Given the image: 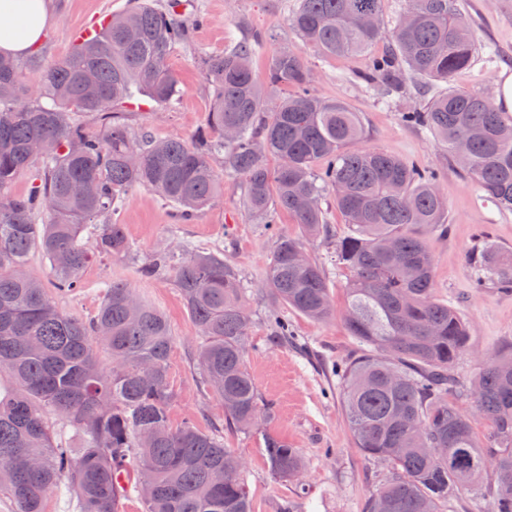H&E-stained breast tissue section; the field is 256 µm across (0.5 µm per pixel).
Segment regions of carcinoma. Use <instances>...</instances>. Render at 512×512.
<instances>
[{"label":"carcinoma","mask_w":512,"mask_h":512,"mask_svg":"<svg viewBox=\"0 0 512 512\" xmlns=\"http://www.w3.org/2000/svg\"><path fill=\"white\" fill-rule=\"evenodd\" d=\"M382 0H299L289 26L326 56L363 54L368 76L400 87L402 69L448 82L477 50L454 0H408L393 44L370 49L380 30L370 17ZM189 25L150 0H133L107 26L62 59L37 68L0 55V373L14 389L0 392V496L12 512H43L51 496L77 500L79 512H120L121 499L144 484L145 512H253L245 462L215 433L188 419L174 428L168 409L172 336L165 316L127 283L108 285L97 313L83 321L64 313L42 283L26 273L32 254L50 263L56 293L81 287L92 258H128L135 245L110 222L123 196L148 187L178 208L179 221L215 200L221 181L212 161L243 177L244 203L261 224L286 211L303 236L336 238V265L349 272L345 323L365 347L336 365L340 402L362 453L388 469L366 512L385 501L391 512H441L452 495L479 485L493 512H512V350L486 362L472 383L473 407L487 423L474 431L458 400L467 387L454 374L470 352L469 326L434 295L433 265L420 234L448 235L436 173L375 149L346 150L363 138L357 113L318 96L302 56L273 53L264 78L251 65L260 39L211 55L208 128L194 141L133 133L119 107L138 91L163 104L179 93L168 61ZM281 86L295 89L277 98ZM90 114L104 124L92 135L73 121ZM404 121L429 129L448 150L462 149L468 174L496 205L512 211V115L478 94H433ZM279 160L272 171L266 158ZM320 162L322 167L314 169ZM26 195L8 187L23 173ZM347 218L337 237L321 205L326 188ZM266 273L271 298L313 321L334 315L321 264L303 241L274 231ZM95 241L89 250L84 238ZM471 260L491 266L512 288V252L485 243ZM173 282L203 342L204 386L224 402V426L252 427L270 417L245 366L251 319L236 268L222 253L188 247L161 252L140 267ZM271 335L288 340V319L267 316ZM100 345L108 361L94 353ZM51 407L85 439L73 450L57 441ZM274 479L304 470L297 449L262 434Z\"/></svg>","instance_id":"obj_1"}]
</instances>
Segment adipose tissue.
Wrapping results in <instances>:
<instances>
[{"mask_svg": "<svg viewBox=\"0 0 512 512\" xmlns=\"http://www.w3.org/2000/svg\"><path fill=\"white\" fill-rule=\"evenodd\" d=\"M47 23L46 0H0V54L20 57L34 52Z\"/></svg>", "mask_w": 512, "mask_h": 512, "instance_id": "1", "label": "adipose tissue"}]
</instances>
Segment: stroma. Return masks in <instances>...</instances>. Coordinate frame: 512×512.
I'll use <instances>...</instances> for the list:
<instances>
[{"instance_id":"obj_1","label":"stroma","mask_w":512,"mask_h":512,"mask_svg":"<svg viewBox=\"0 0 512 512\" xmlns=\"http://www.w3.org/2000/svg\"><path fill=\"white\" fill-rule=\"evenodd\" d=\"M183 19L192 23L191 43L177 47L169 59L179 93L172 101L155 104L138 96L126 107V121L134 131L157 138L192 141L206 128L212 88L202 60L223 52L229 45L259 36L263 45L254 59L257 74H264L274 49L299 50L309 67L315 92L357 112L363 125L362 146L381 150L435 170L447 203V237L424 231L433 258L435 294L458 309L470 327L472 351L454 368L463 381H471L489 355L512 348V291L496 282L477 287L478 271L470 253L481 238L512 252V211L497 207L453 158L446 145L428 130L406 124L402 114L428 100L431 83L403 71L401 88L388 92L365 80L362 57L325 56L303 45L289 27L288 18L299 0H186ZM130 0H51V21L41 45L30 59L38 65L56 62L70 50L76 30L93 26L101 17L125 11ZM471 23L478 52L465 69L451 79L450 88L496 100L501 74L512 75V0H456ZM222 172L224 195L198 211L187 223L176 210L152 191H129L112 219L125 227L137 247L133 261L101 259L81 273V286L60 296V308L87 320L97 312L106 284L121 280L167 318L173 336L169 385L176 395L170 407L171 425L196 422L204 431H220L225 447L241 455L255 512H365L368 497L386 477L385 468L366 459L356 447L336 390L335 366L360 354V344L349 335L342 317L324 322L289 313L288 325L296 340L274 342L265 319L272 302L264 279L274 247L267 225L252 218L243 204L239 176ZM185 242L193 251L220 252L232 263L246 287L253 318L245 365L258 391L271 408V417L260 429L228 430L224 405L200 383L196 350L199 331L177 289L167 276L144 278L141 263L155 253ZM269 432L299 449L305 462L300 479L281 482L269 471L261 446V432Z\"/></svg>"}]
</instances>
